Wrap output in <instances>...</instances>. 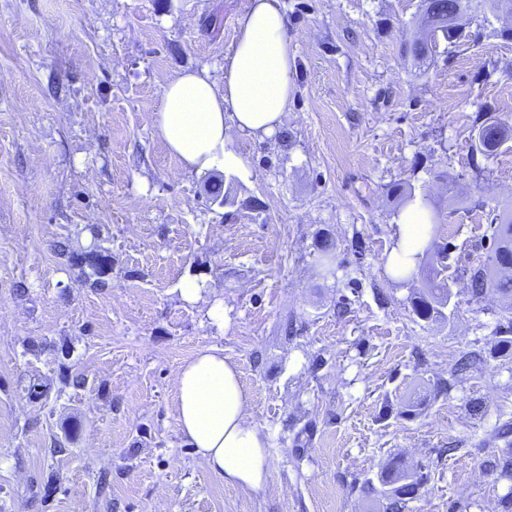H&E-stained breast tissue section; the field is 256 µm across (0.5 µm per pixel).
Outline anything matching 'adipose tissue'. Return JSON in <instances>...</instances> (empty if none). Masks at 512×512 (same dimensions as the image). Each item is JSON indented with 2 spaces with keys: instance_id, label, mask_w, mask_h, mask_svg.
<instances>
[{
  "instance_id": "obj_1",
  "label": "adipose tissue",
  "mask_w": 512,
  "mask_h": 512,
  "mask_svg": "<svg viewBox=\"0 0 512 512\" xmlns=\"http://www.w3.org/2000/svg\"><path fill=\"white\" fill-rule=\"evenodd\" d=\"M237 39L224 60V87L188 72L164 88L155 124L188 170L221 169L250 178L230 146L232 133L270 137L281 130L293 93L295 53L283 0H249L236 19ZM430 213L414 201L394 226L387 270L408 279L431 240ZM175 414L185 444L224 482L254 491L269 477V437L247 415V393L224 351H199L175 378Z\"/></svg>"
}]
</instances>
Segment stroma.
Here are the masks:
<instances>
[{"label":"stroma","instance_id":"obj_1","mask_svg":"<svg viewBox=\"0 0 512 512\" xmlns=\"http://www.w3.org/2000/svg\"><path fill=\"white\" fill-rule=\"evenodd\" d=\"M247 2L0 0V512H386L394 460L422 479L406 512H504L512 314L469 277L512 209V138L476 147L484 114L512 126V17L472 13L417 61L420 0H284L281 131L233 135L249 179L186 172L154 112L183 72L223 85ZM397 182L437 220L405 282ZM60 241L108 254V288ZM437 270L451 299L425 321L411 300ZM213 346L270 436L264 490L179 432L175 377Z\"/></svg>","mask_w":512,"mask_h":512}]
</instances>
